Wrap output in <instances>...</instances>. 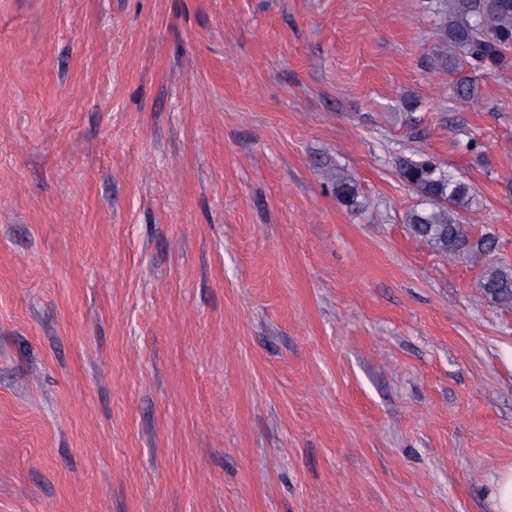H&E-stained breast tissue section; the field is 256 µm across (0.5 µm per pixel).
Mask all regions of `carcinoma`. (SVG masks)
I'll list each match as a JSON object with an SVG mask.
<instances>
[{
    "label": "carcinoma",
    "instance_id": "carcinoma-1",
    "mask_svg": "<svg viewBox=\"0 0 512 512\" xmlns=\"http://www.w3.org/2000/svg\"><path fill=\"white\" fill-rule=\"evenodd\" d=\"M431 3L435 25L441 32L433 54L439 68L451 71L461 57L491 67L512 60V0ZM398 173L419 197L405 214L410 234L444 257L471 253L469 228L460 217L475 202L473 188L425 157L402 160ZM336 196L345 204H357V189L347 181L336 182ZM478 288L495 302L512 307V273L491 271L478 282Z\"/></svg>",
    "mask_w": 512,
    "mask_h": 512
}]
</instances>
